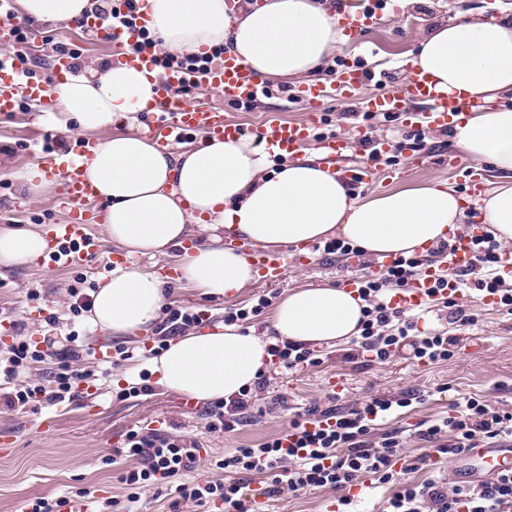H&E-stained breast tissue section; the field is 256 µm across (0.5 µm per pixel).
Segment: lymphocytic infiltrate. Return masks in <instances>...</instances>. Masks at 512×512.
<instances>
[{
	"instance_id": "obj_1",
	"label": "lymphocytic infiltrate",
	"mask_w": 512,
	"mask_h": 512,
	"mask_svg": "<svg viewBox=\"0 0 512 512\" xmlns=\"http://www.w3.org/2000/svg\"><path fill=\"white\" fill-rule=\"evenodd\" d=\"M91 15L103 17L129 30L125 49L133 55L153 51V63L161 69H182L204 74L223 64V48L198 55L159 56L157 41L147 27L138 25L139 0H110L108 6L92 4ZM502 246L493 230L472 241L470 263L453 275H440L431 294L448 310L449 324L469 326L467 314L449 286L472 289L482 296H496L497 308L512 313V277L500 275L498 254ZM421 267L417 257H398L387 269L374 273L362 266L359 296L366 302L361 332L353 341L346 360L383 363L402 348H411L422 363H435L451 357L459 344L457 337L433 327L419 328L417 317L392 306L391 298L409 287ZM10 342L0 344V404L11 411H22L33 404L55 406L72 401L80 383L91 376L76 364L90 355L89 345L80 343L79 331H70L67 347L59 348L50 334L36 339L27 336L25 325L13 323ZM412 394L398 397L376 396L349 408H307L297 413L286 434L276 435L254 448H237L218 461L227 479L195 480L191 474L201 460L198 444L169 432L146 427L129 430L118 454L128 463L120 476L129 494L125 512H136L142 489L165 485L177 497L171 512L184 506L201 507L222 501L224 512H250L246 475L262 474L267 481V497L297 494L311 488L339 491L338 504L352 505V491L364 476L377 483L392 482L397 469L414 470L429 461L469 454L472 449L503 444L512 439V407L495 406L470 397L452 403L448 414L419 422L413 434L431 443L428 455L407 457L405 442L398 435L374 440L380 420L409 407ZM254 407L251 391L245 390L227 402L207 404V427L213 432H232L250 421ZM383 512H512V470L471 485L448 481L440 476L422 485H403L388 498Z\"/></svg>"
}]
</instances>
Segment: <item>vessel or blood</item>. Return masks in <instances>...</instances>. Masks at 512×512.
<instances>
[{"label": "vessel or blood", "mask_w": 512, "mask_h": 512, "mask_svg": "<svg viewBox=\"0 0 512 512\" xmlns=\"http://www.w3.org/2000/svg\"><path fill=\"white\" fill-rule=\"evenodd\" d=\"M84 26L94 40L115 47L122 45L127 36L123 28L112 26L102 19H89ZM128 63L155 75L160 117L155 121L146 120L144 130L153 135L162 147L199 132L224 139L242 134L239 123L225 116L223 110L175 99L174 89L191 87L200 82L209 91L236 104L257 99L261 93L260 81L244 64L230 56L225 57L223 65L213 68L202 81L198 80L196 74L185 70L157 73L147 53L129 58ZM70 71V58L61 55L55 61L51 80L26 78L21 75L12 56L1 54L0 114L14 112L17 98L21 95L39 104H50L53 83L66 78ZM363 85L364 76L359 67L350 62L344 63L339 70L337 83L313 85L301 90L300 96L308 109L305 120L268 122L261 132L263 141L273 150L295 153L297 146L306 143L312 130L322 124L325 117L323 104L333 97L355 100L364 112L400 117L404 126L411 129L421 126L433 129L447 127L462 108L454 96L435 90L425 77L417 73L411 75L403 90L384 95L363 94ZM366 134V127L360 125L346 134L326 136L318 144L322 162L338 168L347 179L362 183L371 181L376 175L375 170L357 158L360 142ZM97 143L96 136L85 135L79 138L70 152H47L38 158L47 174L57 173L61 176L56 205L66 216L64 223L48 224L43 229L47 241L43 265L83 268L104 249L102 240L89 230L90 217L85 204L93 190L85 180L82 166ZM448 164L456 169L460 179L468 186L470 197H477L482 192L488 178V171L482 164L464 160L458 155L450 156ZM480 231V225L474 224L468 232H455L448 259L449 269H459L467 264L471 258V238ZM247 256L261 276L269 281L275 280L288 263L286 256L277 253L251 250ZM437 275L435 267L423 266L410 288L393 297V306L407 310L427 307L430 302L428 290Z\"/></svg>", "instance_id": "vessel-or-blood-1"}]
</instances>
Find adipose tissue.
I'll use <instances>...</instances> for the list:
<instances>
[{
	"label": "adipose tissue",
	"instance_id": "adipose-tissue-1",
	"mask_svg": "<svg viewBox=\"0 0 512 512\" xmlns=\"http://www.w3.org/2000/svg\"><path fill=\"white\" fill-rule=\"evenodd\" d=\"M158 52L198 54L224 47L261 80L301 78L324 70L343 37L328 0H141ZM88 0H18L37 22L80 19ZM410 66L439 90L472 102L453 127L456 148L489 163L501 181L479 209L496 238L512 244V22L459 16L430 25ZM64 120L92 133L151 108L155 84L126 64L68 78L53 89ZM103 200V227L126 255L98 282L89 321L114 336L151 329L164 307L163 282L141 258L175 254L180 287L206 295L240 291L256 272L225 236L265 249L330 236L371 257L409 256L445 239L467 219L462 200L442 181L356 198L317 149L274 166L253 140H204L179 154L160 150L140 131L103 139L85 168ZM46 250L36 232L0 229V268L32 265ZM365 306L341 285L299 288L279 302L265 334L221 323L170 338L149 363L167 391L200 402L230 399L253 386L279 338L296 344L343 342L359 335Z\"/></svg>",
	"mask_w": 512,
	"mask_h": 512
}]
</instances>
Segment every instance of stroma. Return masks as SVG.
Returning <instances> with one entry per match:
<instances>
[{
    "instance_id": "1",
    "label": "stroma",
    "mask_w": 512,
    "mask_h": 512,
    "mask_svg": "<svg viewBox=\"0 0 512 512\" xmlns=\"http://www.w3.org/2000/svg\"><path fill=\"white\" fill-rule=\"evenodd\" d=\"M512 6V0H421L408 7L405 14L380 13L379 23L362 30L357 39L347 41L336 50V57L355 61L363 71L395 73L392 81L371 82L367 93L381 94L402 89L409 76L404 64L407 54L416 47V39L427 23L453 17L460 11L493 15ZM35 40L29 49L42 77H50L55 58L54 48L60 43L83 46L82 66L96 70L104 62L115 61L108 46L85 42L80 29L73 24L58 22L35 23L31 26ZM300 82L269 84L268 95L258 97L244 108L208 92L191 90L184 94L191 104L212 103L236 117L255 134L267 121L297 119L305 103L298 96ZM64 133L67 140L78 137L77 129L62 131L55 108L32 107L31 111H16L0 115V228H22L40 231L43 225L62 222L63 215L53 204V188H46L38 197H30L19 178L21 172L34 167L46 135ZM433 150L426 164L401 157L392 166L393 178L386 183H358L354 193L367 197L374 192L426 184L435 180L448 182L454 192H461L458 176L448 170V155L455 149L452 133L427 131ZM104 255L95 258L81 274L94 281L99 277L107 254L113 253L112 243H105ZM311 264H295L274 282L256 281L240 292L227 297L211 298L190 288L169 284L165 287L166 304L170 307H189L204 312V326H212L224 318L228 308L250 307L257 296L266 294L272 303H279L298 287L343 284L350 271L344 258L316 251ZM76 270H49L33 264L21 269L0 271V337L11 335V321L25 322L29 335L41 336L45 323L33 316L25 291L39 288L47 311L56 313L59 325L54 332L58 346H66L70 328H77L85 342L98 341L85 318H72L68 290L73 285ZM463 304L475 314L477 323L470 329L458 331L460 343L448 360L421 364L410 353H402L382 364L366 365L344 358L348 343L323 345V362L296 371H281L259 391L250 423L227 433L208 430L200 410L186 411L179 394L161 386L138 398H124L122 391L137 382L138 375L147 371L153 344L152 334L137 338L111 337V345L137 349L136 361L113 366L109 375L99 377V391L93 405L74 399L65 405L52 428L41 425L49 415L45 406L13 412L0 407V433L14 437L10 449L0 450V512H20L24 502L40 496H60L81 488L96 490L98 497L124 500L127 491L119 480L124 461L103 464L102 459L120 448L125 433L133 426L161 420L163 429L198 442L201 462L196 471L201 478L223 477L216 461L235 448L254 447L288 427L295 409L311 406L347 407L375 395L396 396L415 393L410 407L378 426L384 434L432 419L447 411L451 401L478 397L492 404L512 405V315L496 307L484 305L480 296L469 294ZM340 379L345 388L333 393L331 379Z\"/></svg>"
}]
</instances>
